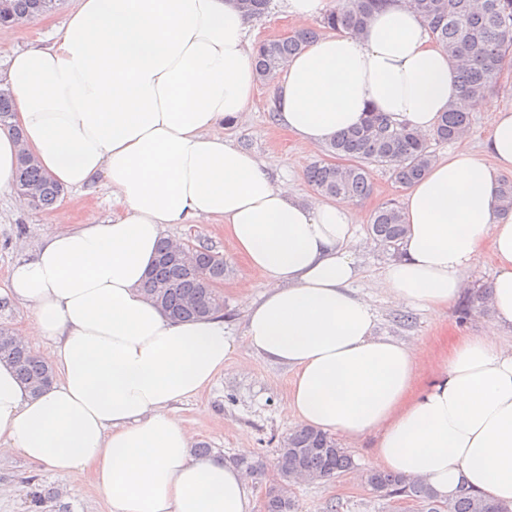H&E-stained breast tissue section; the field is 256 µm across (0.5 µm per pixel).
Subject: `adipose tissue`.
<instances>
[{
    "instance_id": "ef3b65f1",
    "label": "adipose tissue",
    "mask_w": 512,
    "mask_h": 512,
    "mask_svg": "<svg viewBox=\"0 0 512 512\" xmlns=\"http://www.w3.org/2000/svg\"><path fill=\"white\" fill-rule=\"evenodd\" d=\"M251 18L236 0H78L54 42L15 52L4 81L15 126H0V194H16L20 150L61 186L104 185L112 213L70 225L17 260L6 295L31 309L23 340L52 341L55 379L31 393L0 363V455L61 474L92 471L110 512H252L239 468L195 456L172 414L236 348L215 315L177 321L143 284L166 224L215 221L265 277L248 309L253 352L294 373L284 414L351 441L373 438L381 470L424 479L444 500L467 488L512 508V110L481 105L489 160L455 151L404 200V255L376 283L397 304L442 309L467 289L483 244L497 263L492 320L420 375L413 345L375 333L357 296L345 200L288 191L269 160L216 134L257 86ZM447 52L407 0L374 12L363 33L331 31L290 58L277 123L299 151L382 112L429 135L456 95Z\"/></svg>"
}]
</instances>
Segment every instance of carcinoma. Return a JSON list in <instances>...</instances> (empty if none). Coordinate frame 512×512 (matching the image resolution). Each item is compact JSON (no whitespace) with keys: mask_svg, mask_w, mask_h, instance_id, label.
<instances>
[{"mask_svg":"<svg viewBox=\"0 0 512 512\" xmlns=\"http://www.w3.org/2000/svg\"><path fill=\"white\" fill-rule=\"evenodd\" d=\"M387 0H338L326 11L319 25L293 34L258 43L253 63L258 79L275 78L286 60L329 31L360 32L372 13ZM426 23L434 42L457 63L459 97L477 105L496 84L512 55V0H411ZM0 25L10 27L54 8L55 0H0ZM471 115L453 107L440 115L433 135L440 141H454L469 129ZM325 151L338 163L313 166L308 178L325 197L355 199L369 195L371 187L366 164L390 167L397 183L408 187L433 162L426 139L380 112H372L365 122L344 131L325 144ZM16 185L34 192L30 199L37 208L55 204L63 188L36 161L19 164ZM369 235L386 248L399 249L407 233L402 208L390 202L379 207L368 226ZM224 256L213 247L198 242L174 250L171 240L159 242L157 256L144 285L145 294L167 316L193 321L224 311V296L209 285L212 278H224ZM0 362L12 365L18 379L32 393L46 389L53 377L52 367L15 338L12 330L0 327ZM277 480L268 489L264 512H296L292 486L299 475L311 481H330L354 467L347 451L330 435L301 427L280 443L273 459ZM373 494L386 501L409 498L422 512H512L472 492L462 493L452 502L437 499L421 482L394 472L373 471L367 477Z\"/></svg>","mask_w":512,"mask_h":512,"instance_id":"obj_1","label":"carcinoma"}]
</instances>
